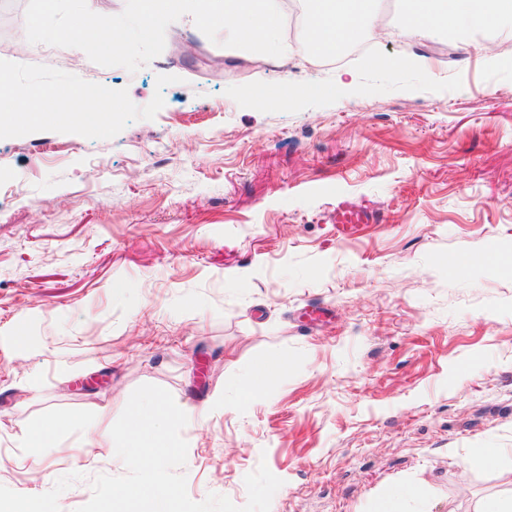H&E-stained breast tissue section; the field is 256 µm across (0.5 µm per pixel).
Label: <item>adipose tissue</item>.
<instances>
[{
	"mask_svg": "<svg viewBox=\"0 0 512 512\" xmlns=\"http://www.w3.org/2000/svg\"><path fill=\"white\" fill-rule=\"evenodd\" d=\"M373 0H314L306 20L310 49L332 55L344 46L362 39L377 26ZM512 18V0H405L401 31L405 36H426L457 30L460 22L481 27L486 18ZM84 415L74 414L56 421H47L28 429L18 440L17 460L42 473L41 463L46 449L63 448L64 459L71 465L85 467L90 458L78 445L62 447L61 436L66 429L88 428Z\"/></svg>",
	"mask_w": 512,
	"mask_h": 512,
	"instance_id": "adipose-tissue-1",
	"label": "adipose tissue"
}]
</instances>
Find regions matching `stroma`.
<instances>
[{
  "mask_svg": "<svg viewBox=\"0 0 512 512\" xmlns=\"http://www.w3.org/2000/svg\"><path fill=\"white\" fill-rule=\"evenodd\" d=\"M26 6L0 0L16 39L0 71L94 78L116 103L95 126L0 132V498L77 512L95 476L126 474L74 431L92 464L60 469L51 448L37 482L17 438L74 412L105 435L143 384L190 416L195 501L244 505L262 462L283 481L270 512H376L414 485L428 499L405 512H474L512 493V53L463 29L342 71L292 48L257 71L186 15L132 73L28 43ZM283 82L288 104L254 98ZM348 216L364 230L342 241ZM266 357L287 373L240 400ZM474 448L505 455L464 469Z\"/></svg>",
  "mask_w": 512,
  "mask_h": 512,
  "instance_id": "obj_1",
  "label": "stroma"
}]
</instances>
